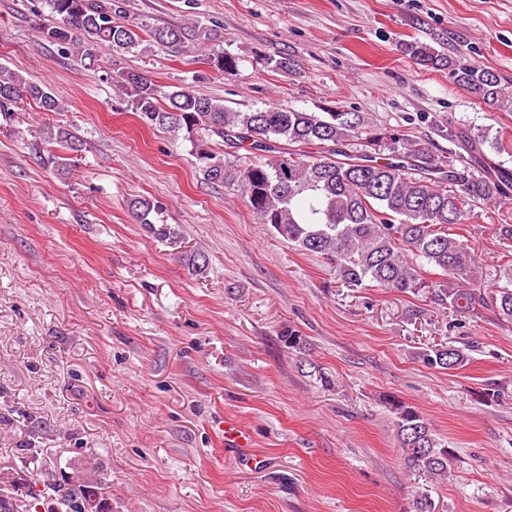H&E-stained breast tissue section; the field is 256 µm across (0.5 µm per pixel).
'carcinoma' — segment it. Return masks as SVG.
I'll use <instances>...</instances> for the list:
<instances>
[{"label":"carcinoma","instance_id":"cac0c4a2","mask_svg":"<svg viewBox=\"0 0 512 512\" xmlns=\"http://www.w3.org/2000/svg\"><path fill=\"white\" fill-rule=\"evenodd\" d=\"M52 17L40 27L46 41L76 56L89 69L100 66L102 52H147L154 47L182 51L185 29L145 26L126 15L123 0H42ZM196 40L219 46L210 57L222 74L232 76L238 59L220 48L224 33L217 24L197 26ZM415 63L448 69L456 85L493 110L512 111V92L498 75L480 67L457 65L434 48L410 47ZM118 88L150 127L180 133L198 154L203 180L239 189L258 223L305 254L325 259L336 281L347 288H383L413 295L428 293L434 303L461 314L486 304L481 293L464 287L471 254L456 228L469 223L480 203L512 190V170L495 164L484 152L504 148L486 133L461 134L448 121V139L463 138L475 154H435L425 142L400 130L340 108L324 112L258 107L238 112L224 100L197 92L190 83L164 88L144 75L116 72ZM29 101L42 112H61L64 103L47 86L0 66V116L8 121L18 104ZM48 139L77 152L80 144L67 128L47 131ZM216 138L253 155L234 163L203 148V137ZM143 229L167 241L177 238L170 224H156L157 201L136 197L128 202ZM502 248L503 285L491 295L498 315L512 321V217L495 225ZM431 368L459 370L468 354L440 346L421 354ZM386 404L395 418L406 467L417 476L448 477V448L415 407L394 396ZM68 512H85V491L57 486Z\"/></svg>","mask_w":512,"mask_h":512}]
</instances>
